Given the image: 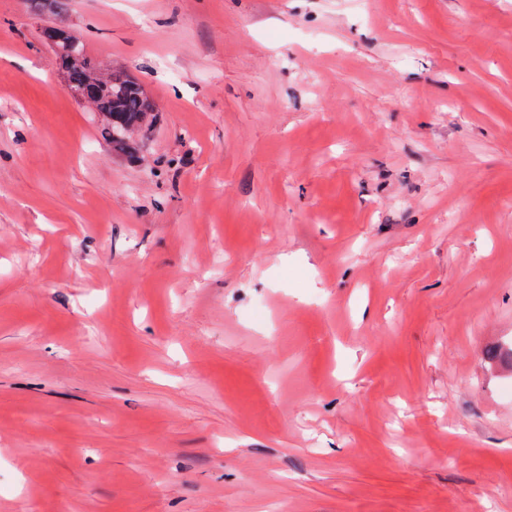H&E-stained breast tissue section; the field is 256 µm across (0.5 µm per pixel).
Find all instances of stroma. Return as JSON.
Masks as SVG:
<instances>
[{"label":"stroma","mask_w":512,"mask_h":512,"mask_svg":"<svg viewBox=\"0 0 512 512\" xmlns=\"http://www.w3.org/2000/svg\"><path fill=\"white\" fill-rule=\"evenodd\" d=\"M131 167L0 0V512H512V0H68ZM41 38L54 51L64 89L95 112L99 133L112 145V154L144 165L145 139L158 124L160 112L143 83L94 59L85 42L65 25L45 26Z\"/></svg>","instance_id":"35a3bbf8"}]
</instances>
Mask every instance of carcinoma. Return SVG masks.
I'll return each mask as SVG.
<instances>
[{"mask_svg":"<svg viewBox=\"0 0 512 512\" xmlns=\"http://www.w3.org/2000/svg\"><path fill=\"white\" fill-rule=\"evenodd\" d=\"M41 38L54 51L64 89L95 113L99 133L112 145V152L145 164V139L158 124L160 112L143 83L94 59L85 42L65 25L42 28Z\"/></svg>","mask_w":512,"mask_h":512,"instance_id":"1","label":"carcinoma"}]
</instances>
